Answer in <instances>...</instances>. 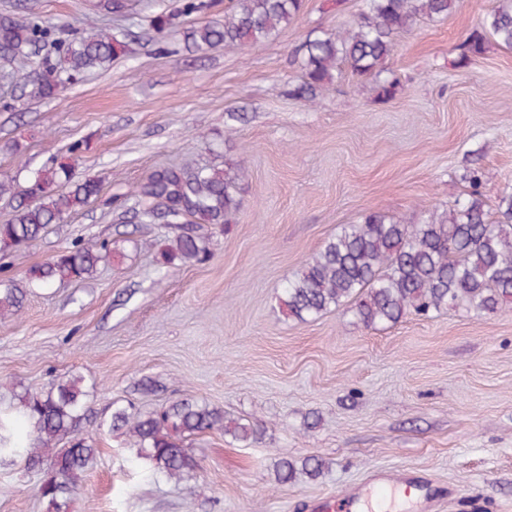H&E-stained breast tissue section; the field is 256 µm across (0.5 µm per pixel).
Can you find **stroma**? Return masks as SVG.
<instances>
[{
  "mask_svg": "<svg viewBox=\"0 0 512 512\" xmlns=\"http://www.w3.org/2000/svg\"><path fill=\"white\" fill-rule=\"evenodd\" d=\"M179 13L155 32L152 12L101 0H0L26 5L58 36L95 27L130 35V53L50 99L12 102L0 85V177L22 184L68 154L102 196L28 250L0 254V279L76 240L112 239L122 262L96 277L27 291L20 316L0 317V408L77 372L89 391L83 437L94 469L67 512H318L346 488L383 472L417 473L438 489L427 512H512V308L448 310L368 329L341 308L310 320L279 305L284 282L345 224L370 213L421 224L481 175L488 210L512 188V49L452 69L460 46L496 0H459L445 18L418 17L386 61L399 87L343 73L309 101L297 48L349 28L363 0H305L263 44L191 54L187 29L223 19L225 0ZM243 164L244 193L229 232H213L211 259L166 266L162 224L117 223L112 199L156 167ZM141 248H134V241ZM201 400L260 429L245 443L219 432L186 445L193 482L148 476L130 437L106 433L117 407L147 413ZM326 461L316 479L280 484L281 458ZM42 474L0 466V512H50Z\"/></svg>",
  "mask_w": 512,
  "mask_h": 512,
  "instance_id": "1",
  "label": "stroma"
}]
</instances>
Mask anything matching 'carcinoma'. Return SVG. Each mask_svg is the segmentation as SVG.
<instances>
[{
	"label": "carcinoma",
	"instance_id": "1",
	"mask_svg": "<svg viewBox=\"0 0 512 512\" xmlns=\"http://www.w3.org/2000/svg\"><path fill=\"white\" fill-rule=\"evenodd\" d=\"M355 27L308 38L297 49L302 58L298 96H312L346 65L358 76L376 80L379 96H394L397 81L383 76L396 37L419 16L452 13L458 0H363ZM303 0H229L224 20L186 31L189 51L222 45L244 49L269 40L302 9ZM512 48V0H497L472 32L454 69L484 53L486 36ZM127 35L96 31L55 37V30L30 14L0 15V65H12L42 53L33 71L11 69L0 78L19 88L21 96L51 98L86 72L102 69L128 51ZM242 171L237 163L222 166H163L152 170L127 195L129 206L114 200L119 217L141 224H168L173 235L160 240L162 264H202L211 256L209 229L226 230L240 208ZM483 183L473 177L471 190L444 215L423 224H402L372 213L360 224H348L328 238L286 283L280 307L301 321L314 320L343 306L367 328L392 326L408 313L427 316L448 308L494 312L512 303V190L498 197L495 217L483 200ZM95 176L76 177L72 165L49 159L19 186L0 179V197L13 202L11 218L0 224V251L21 250L45 237L84 206L100 198ZM118 251L110 241H79L24 278L0 279V316L21 313L26 288H50L57 282H84L100 263ZM89 391L80 374L20 399L23 420L0 415V465L24 461L42 470V498L54 512L66 507L97 458V449L79 434L88 410ZM108 432L126 431L139 448L150 476L176 481L195 478L197 459L179 439L221 431L242 441H256V428L224 419V410L206 402L181 399L149 415L117 407ZM277 481L288 483L296 468L284 457Z\"/></svg>",
	"mask_w": 512,
	"mask_h": 512
}]
</instances>
